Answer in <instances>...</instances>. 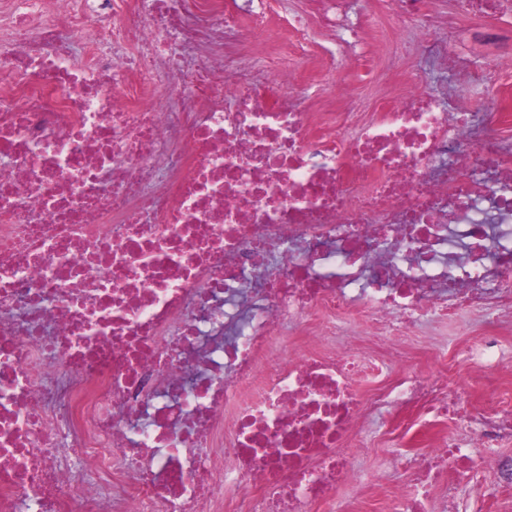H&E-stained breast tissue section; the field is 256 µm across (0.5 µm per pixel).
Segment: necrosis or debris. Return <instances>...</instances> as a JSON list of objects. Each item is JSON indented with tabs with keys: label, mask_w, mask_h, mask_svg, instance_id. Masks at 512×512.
I'll return each mask as SVG.
<instances>
[{
	"label": "necrosis or debris",
	"mask_w": 512,
	"mask_h": 512,
	"mask_svg": "<svg viewBox=\"0 0 512 512\" xmlns=\"http://www.w3.org/2000/svg\"><path fill=\"white\" fill-rule=\"evenodd\" d=\"M313 2L282 69L243 63L252 0H0V512H341L403 408L473 435L384 512L474 448L512 483V405L422 388L403 341L512 318V116L311 89L362 60L349 0Z\"/></svg>",
	"instance_id": "obj_1"
}]
</instances>
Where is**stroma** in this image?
I'll list each match as a JSON object with an SVG mask.
<instances>
[{
    "mask_svg": "<svg viewBox=\"0 0 512 512\" xmlns=\"http://www.w3.org/2000/svg\"><path fill=\"white\" fill-rule=\"evenodd\" d=\"M431 10L454 20L456 31L448 46L449 54L458 61L477 69L493 58L500 43L512 40V10L487 18L465 16L458 10L457 0H427ZM348 26L381 27L382 40L389 51L370 61L371 75L358 85V97L363 111H371L375 102L395 86L400 73L412 76L423 92L463 85L471 111L486 115L496 111L504 92H512V70L498 73L492 81L462 83L457 69L433 54H427L422 41L410 22L398 20L387 10L385 0H356L348 13ZM483 330L481 316L462 313L447 322L426 323L410 333L418 356L414 373L419 380L433 381L439 367L432 359L430 346L462 345L479 338ZM453 372L458 389L471 406L474 415L483 416L495 408L496 398H512V369L503 370L495 382L472 370L467 362H456ZM401 433L394 423L374 425L369 448L355 459L354 480L342 490L341 502L353 506L355 512H383V492H370L375 475H383L392 485L409 481L410 470L405 454L397 452L395 442ZM430 496L437 512H512V486L499 483L489 470L475 469L451 473L448 481L436 484Z\"/></svg>",
    "mask_w": 512,
    "mask_h": 512,
    "instance_id": "35a3bbf8",
    "label": "stroma"
}]
</instances>
